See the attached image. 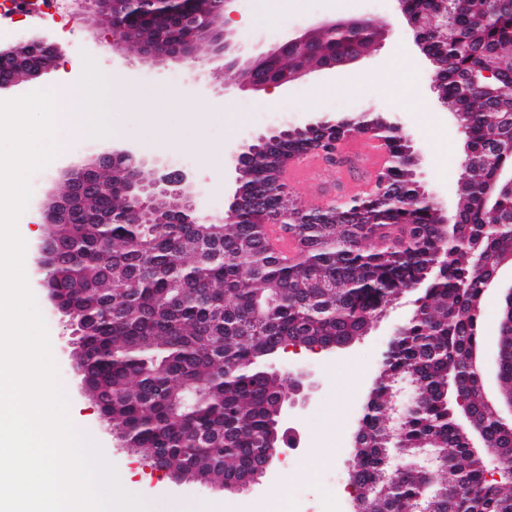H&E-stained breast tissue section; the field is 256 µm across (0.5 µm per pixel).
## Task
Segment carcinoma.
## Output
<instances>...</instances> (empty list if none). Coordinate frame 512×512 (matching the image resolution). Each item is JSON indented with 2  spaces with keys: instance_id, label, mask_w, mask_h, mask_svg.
<instances>
[{
  "instance_id": "1",
  "label": "carcinoma",
  "mask_w": 512,
  "mask_h": 512,
  "mask_svg": "<svg viewBox=\"0 0 512 512\" xmlns=\"http://www.w3.org/2000/svg\"><path fill=\"white\" fill-rule=\"evenodd\" d=\"M421 22L435 88L467 129L456 237L415 179L410 141L382 113L317 121L257 144L240 174L233 219L202 221L161 206L131 224L126 164L47 229L57 259L48 285L82 318L77 366L122 444L188 480H232L279 443L281 400L298 386L264 364L284 348L333 350L370 328L410 288L409 319L382 355L361 407L350 485L360 512H512V490L490 477L512 469V424L472 370L486 281L512 259V0H402ZM126 24L146 39L186 28ZM350 38L321 40L339 57ZM389 145L384 185L366 198L308 209L280 182L288 159L351 133ZM298 241L288 259L268 224ZM401 228L392 245L366 242ZM498 399H512V318L499 321ZM415 383L419 400L394 433L392 396ZM482 430L474 448L464 414Z\"/></svg>"
}]
</instances>
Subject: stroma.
Here are the masks:
<instances>
[{
	"mask_svg": "<svg viewBox=\"0 0 512 512\" xmlns=\"http://www.w3.org/2000/svg\"><path fill=\"white\" fill-rule=\"evenodd\" d=\"M233 5V16L241 21L239 33L262 39L268 38L270 30L283 34L289 28L320 17L364 14L362 0H291L287 5L282 0H233ZM374 22L381 26L396 23L397 32L370 57L338 70L333 81L341 85L340 95L327 99L322 108L316 109L309 101L313 86L309 80L293 84L288 92L273 99L235 90L237 72L223 69L221 61L212 60L213 47L207 43L199 44L196 51L201 62L198 72L185 71L177 79L172 78L167 69L113 63L111 32L92 24L88 15L75 13L67 0H59L53 21L36 17L30 23L31 30L44 28L52 32L61 50L57 67L41 79L8 91L7 96L14 99L48 89L63 78L79 81L86 58L96 59L104 70L121 78L119 87L112 93V121L122 128L124 142L137 147L140 156L145 158L143 177L152 179L160 161L184 169L193 176L199 189L204 190L205 212L214 217L223 215L235 188V177L225 171L216 181L206 171L202 158L213 147L225 148L232 142L250 140L286 127L300 128L321 113L336 117L368 109H387L396 113L401 133L413 146L417 156V179L441 204L444 217L453 218L466 138L450 107L439 99L432 67L414 49L415 32L400 12L397 0H383L382 11ZM388 63L400 77L382 86L373 73ZM156 95L207 105L203 124L187 125L174 133L166 131L164 123L150 107ZM269 104L278 108L275 117L255 113V106ZM56 138L58 142L71 145L72 151L32 177L33 193L18 219L19 233L30 230L36 236L44 235L45 226L38 215L40 203L57 193L72 164L89 159L94 149L103 145L99 139L77 142L74 132L67 127L58 128ZM363 170L361 162L341 150L336 162L320 160L318 171L289 182L288 187L309 208L339 203L366 191ZM511 287L512 262L501 267L498 283L487 291L482 305L479 357L485 368L483 390L492 400L498 396L496 357L500 310L504 295ZM33 293L47 324L59 387L68 401L73 426L110 448L115 467L125 471L130 482L155 488V512H167L173 499L207 500L214 503L216 512H269L289 480L304 492L305 507L319 512L324 506L323 485L332 478L344 492V512H352L354 498L348 470L360 408L378 374L389 337L414 308L416 292L401 294L374 321L365 336L344 349L313 353L291 348L273 359L274 368L284 376L301 371L307 374V398L298 403L289 421L291 446L298 461L292 468L284 461H277L262 484L246 493L213 490L196 481H175L152 470L141 454L119 447L110 427L101 421L93 400L82 390L81 379L72 365V336L66 319L51 313L41 288H34Z\"/></svg>",
	"mask_w": 512,
	"mask_h": 512,
	"instance_id": "stroma-1",
	"label": "stroma"
}]
</instances>
